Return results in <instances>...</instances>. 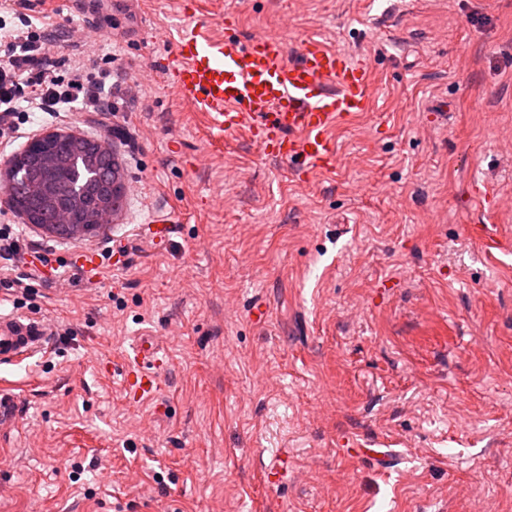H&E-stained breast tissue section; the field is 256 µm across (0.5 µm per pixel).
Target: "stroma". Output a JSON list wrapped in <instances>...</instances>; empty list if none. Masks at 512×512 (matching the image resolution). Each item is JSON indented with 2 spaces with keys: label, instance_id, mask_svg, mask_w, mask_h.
Wrapping results in <instances>:
<instances>
[{
  "label": "stroma",
  "instance_id": "1",
  "mask_svg": "<svg viewBox=\"0 0 512 512\" xmlns=\"http://www.w3.org/2000/svg\"><path fill=\"white\" fill-rule=\"evenodd\" d=\"M196 3L217 34L228 11L242 36L366 59L372 107L335 129L334 172L299 176L246 134L212 140L147 71L173 54L181 0H52L51 24L87 29L99 66L144 96L30 115L105 140L126 189L82 239L26 227L50 266L91 252L101 278L39 288L73 333L0 366V512H512V251L472 233L512 240V0ZM165 214L176 227L152 244L143 226ZM142 336L169 363L132 403L108 367ZM376 442L397 470L362 456ZM278 453L288 472L269 489Z\"/></svg>",
  "mask_w": 512,
  "mask_h": 512
}]
</instances>
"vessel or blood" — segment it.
<instances>
[{
    "label": "vessel or blood",
    "instance_id": "vessel-or-blood-1",
    "mask_svg": "<svg viewBox=\"0 0 512 512\" xmlns=\"http://www.w3.org/2000/svg\"><path fill=\"white\" fill-rule=\"evenodd\" d=\"M185 23L173 57L151 63L187 106L207 112L213 128L231 137L246 133L260 152L316 175L335 170L332 132L371 107L368 61L316 40L296 51L266 34L241 37L234 14L224 16V37L213 39L196 16ZM47 323L0 311V364L14 365L42 352ZM166 363L154 337H142L121 361L126 390L138 400L160 388Z\"/></svg>",
    "mask_w": 512,
    "mask_h": 512
}]
</instances>
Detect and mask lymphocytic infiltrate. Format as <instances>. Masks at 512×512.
<instances>
[{
    "mask_svg": "<svg viewBox=\"0 0 512 512\" xmlns=\"http://www.w3.org/2000/svg\"><path fill=\"white\" fill-rule=\"evenodd\" d=\"M0 34V144L10 142L26 123L29 110L54 118L69 117L72 109L113 112L127 101L124 83L95 60L79 57L69 75L59 74V61L49 45L72 32L56 26L34 29L30 16Z\"/></svg>",
    "mask_w": 512,
    "mask_h": 512,
    "instance_id": "obj_1",
    "label": "lymphocytic infiltrate"
}]
</instances>
